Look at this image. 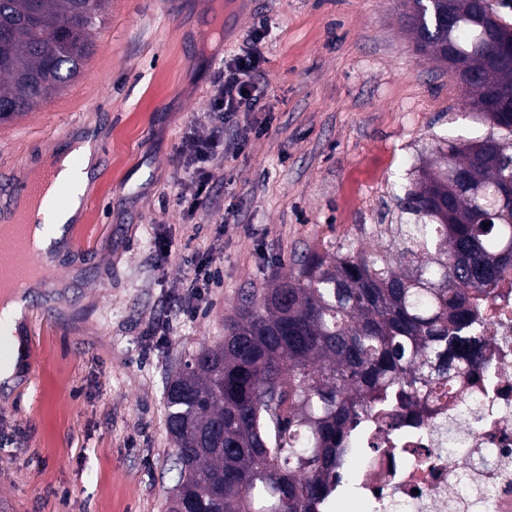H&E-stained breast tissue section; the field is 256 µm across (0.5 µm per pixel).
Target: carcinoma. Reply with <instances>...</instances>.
Listing matches in <instances>:
<instances>
[{
	"mask_svg": "<svg viewBox=\"0 0 512 512\" xmlns=\"http://www.w3.org/2000/svg\"><path fill=\"white\" fill-rule=\"evenodd\" d=\"M107 0H0V122L76 78ZM417 51L448 61L453 43L478 73L476 115L507 132L438 142L381 245L357 241L312 251L235 313L219 343L202 344L165 389L177 481L166 503L188 512H325L344 442L364 408L411 416L475 372L480 339L473 293L512 270V67L489 58L512 46V28L471 21L472 0H412ZM489 224L483 228V224Z\"/></svg>",
	"mask_w": 512,
	"mask_h": 512,
	"instance_id": "cac0c4a2",
	"label": "carcinoma"
}]
</instances>
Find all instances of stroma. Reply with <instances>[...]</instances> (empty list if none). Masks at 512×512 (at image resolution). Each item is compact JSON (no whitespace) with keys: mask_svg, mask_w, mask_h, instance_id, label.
Instances as JSON below:
<instances>
[{"mask_svg":"<svg viewBox=\"0 0 512 512\" xmlns=\"http://www.w3.org/2000/svg\"><path fill=\"white\" fill-rule=\"evenodd\" d=\"M409 10L408 0H109L80 76L0 124V185L81 135L99 143L52 272L61 302L34 295L17 331L21 378L0 388V512H166L169 374L304 253L397 223V199L435 162V140L496 135L464 110L446 63L417 52ZM263 23L265 108L224 129L247 143L224 158L212 192L224 221L210 224L176 202L180 137L191 124L209 134L213 75ZM214 247L220 284L194 293L182 256Z\"/></svg>","mask_w":512,"mask_h":512,"instance_id":"1","label":"stroma"}]
</instances>
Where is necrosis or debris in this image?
I'll return each instance as SVG.
<instances>
[{
  "mask_svg": "<svg viewBox=\"0 0 512 512\" xmlns=\"http://www.w3.org/2000/svg\"><path fill=\"white\" fill-rule=\"evenodd\" d=\"M478 376L452 378L422 416L387 427L369 409L348 436L340 485L367 512H512V272L480 299Z\"/></svg>",
  "mask_w": 512,
  "mask_h": 512,
  "instance_id": "necrosis-or-debris-1",
  "label": "necrosis or debris"
}]
</instances>
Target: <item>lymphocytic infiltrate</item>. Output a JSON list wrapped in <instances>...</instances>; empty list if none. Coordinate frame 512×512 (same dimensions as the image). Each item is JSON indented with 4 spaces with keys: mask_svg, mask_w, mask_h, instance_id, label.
<instances>
[{
    "mask_svg": "<svg viewBox=\"0 0 512 512\" xmlns=\"http://www.w3.org/2000/svg\"><path fill=\"white\" fill-rule=\"evenodd\" d=\"M269 35L268 25H259L250 41L216 72L210 98V135L198 136L192 125L182 133L179 154L185 162V177L177 200L188 212L201 213L211 220L220 214L213 205L211 186L224 162V128L235 123L240 113L261 109L265 97L260 82L265 62L263 46Z\"/></svg>",
    "mask_w": 512,
    "mask_h": 512,
    "instance_id": "lymphocytic-infiltrate-1",
    "label": "lymphocytic infiltrate"
}]
</instances>
